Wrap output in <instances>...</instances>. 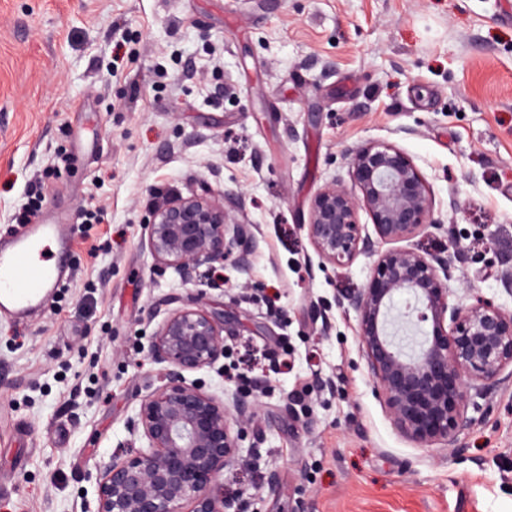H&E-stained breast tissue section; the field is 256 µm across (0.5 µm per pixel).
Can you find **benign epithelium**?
<instances>
[{
    "label": "benign epithelium",
    "mask_w": 512,
    "mask_h": 512,
    "mask_svg": "<svg viewBox=\"0 0 512 512\" xmlns=\"http://www.w3.org/2000/svg\"><path fill=\"white\" fill-rule=\"evenodd\" d=\"M353 187L331 181L310 203L307 238L322 261L346 266L380 243L415 238L441 229L431 218L432 198L424 175L395 143L368 141L345 152ZM376 237L364 233L359 211ZM149 251L185 282L201 283V268L229 263L247 271L258 248L249 224L231 216L226 196L208 189L174 195L155 204L145 227ZM378 254V253H376ZM471 251L456 239L448 248H393L378 254L366 288H343L335 301L358 321V341L379 397L405 438L442 442L459 454L457 437L471 423L464 413L473 387L487 390L512 368V311L479 294L464 307L448 304V278L464 270ZM414 301L406 317L430 324L418 341L405 321L392 316L396 297ZM202 289L180 306L170 298L151 341L150 358L164 368L160 384L139 402L127 421L147 447L115 455L96 477L94 512H239L220 478L244 468L237 441L260 412V402L238 395L218 398L186 374L212 369L224 358L225 329L238 316L213 313Z\"/></svg>",
    "instance_id": "7a95c632"
}]
</instances>
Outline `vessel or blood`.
<instances>
[{
    "label": "vessel or blood",
    "mask_w": 512,
    "mask_h": 512,
    "mask_svg": "<svg viewBox=\"0 0 512 512\" xmlns=\"http://www.w3.org/2000/svg\"><path fill=\"white\" fill-rule=\"evenodd\" d=\"M58 243L52 260L43 253ZM69 240L57 224H32L11 238L0 240V315L18 317L50 300L69 278L65 262Z\"/></svg>",
    "instance_id": "1"
}]
</instances>
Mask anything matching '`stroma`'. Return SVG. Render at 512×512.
I'll return each instance as SVG.
<instances>
[{
  "label": "stroma",
  "mask_w": 512,
  "mask_h": 512,
  "mask_svg": "<svg viewBox=\"0 0 512 512\" xmlns=\"http://www.w3.org/2000/svg\"><path fill=\"white\" fill-rule=\"evenodd\" d=\"M390 141L426 177L430 248L491 246L448 281L512 310V0H0V232L33 193L69 228L73 272L23 322L0 318V512H93L96 468L131 440L157 387L151 335L171 296L198 287L161 269L144 224L159 198H234L258 249L249 271L205 277L209 309L241 313L216 368L188 373L224 396L259 379V421L238 444L247 512H512V381L475 396L461 455L394 428L334 308L376 258L322 262L301 226L344 153ZM333 376L338 395L311 388Z\"/></svg>",
  "instance_id": "1"
}]
</instances>
